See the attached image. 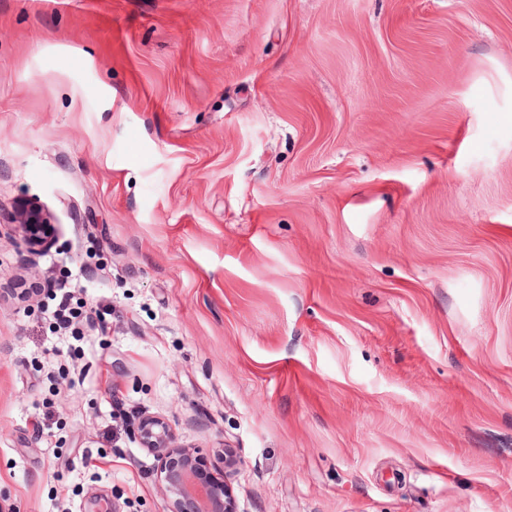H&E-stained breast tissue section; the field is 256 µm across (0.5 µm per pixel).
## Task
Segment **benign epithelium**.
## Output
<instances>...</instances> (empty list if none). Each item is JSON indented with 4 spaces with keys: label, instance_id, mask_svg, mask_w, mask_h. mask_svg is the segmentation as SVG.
I'll use <instances>...</instances> for the list:
<instances>
[{
    "label": "benign epithelium",
    "instance_id": "benign-epithelium-1",
    "mask_svg": "<svg viewBox=\"0 0 512 512\" xmlns=\"http://www.w3.org/2000/svg\"><path fill=\"white\" fill-rule=\"evenodd\" d=\"M26 244L40 250L47 246L50 217L39 209L22 213ZM135 439L153 455L159 480L168 493L167 512H235L230 479L239 461L224 449V471L214 477L201 471L200 458L190 448L177 445L174 429L163 418L146 416L136 427Z\"/></svg>",
    "mask_w": 512,
    "mask_h": 512
}]
</instances>
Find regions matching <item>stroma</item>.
Segmentation results:
<instances>
[{
    "mask_svg": "<svg viewBox=\"0 0 512 512\" xmlns=\"http://www.w3.org/2000/svg\"><path fill=\"white\" fill-rule=\"evenodd\" d=\"M145 412L237 512H512V0H0V505L167 512ZM20 223L26 230V244L29 248L40 250L47 246V230L50 228V217L39 209L24 211ZM56 293L60 295V301L57 308L52 312V318L55 320V324L68 328L73 324V320L80 315L75 308L71 307V300L73 298L72 288L67 283H63L59 286Z\"/></svg>",
    "mask_w": 512,
    "mask_h": 512,
    "instance_id": "obj_1",
    "label": "stroma"
}]
</instances>
